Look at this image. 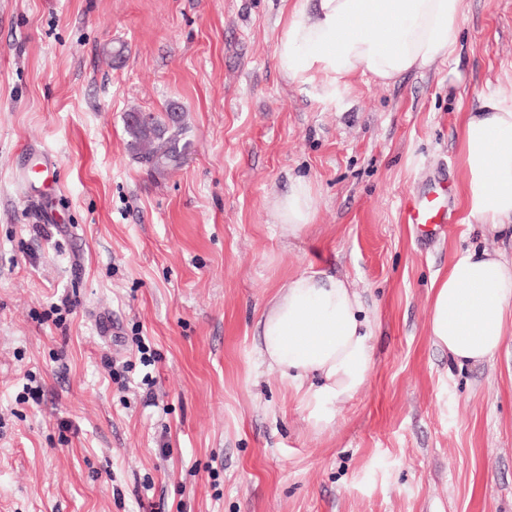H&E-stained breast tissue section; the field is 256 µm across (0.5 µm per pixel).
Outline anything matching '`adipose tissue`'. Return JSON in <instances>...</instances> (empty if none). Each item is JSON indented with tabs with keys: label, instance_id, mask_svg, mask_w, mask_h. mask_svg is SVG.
Returning a JSON list of instances; mask_svg holds the SVG:
<instances>
[{
	"label": "adipose tissue",
	"instance_id": "ef3b65f1",
	"mask_svg": "<svg viewBox=\"0 0 512 512\" xmlns=\"http://www.w3.org/2000/svg\"><path fill=\"white\" fill-rule=\"evenodd\" d=\"M281 74L327 92L359 74L381 83L450 56L463 0H285ZM467 219L512 221V106L484 100L467 113L462 136ZM319 199L295 180L276 196L280 229L298 236L314 221ZM428 331L457 364L493 356L512 329V261L471 249L432 285ZM258 354L293 386L317 430L330 427L336 406L357 395L373 369V324L360 294L334 271L304 270L277 288L257 324Z\"/></svg>",
	"mask_w": 512,
	"mask_h": 512
}]
</instances>
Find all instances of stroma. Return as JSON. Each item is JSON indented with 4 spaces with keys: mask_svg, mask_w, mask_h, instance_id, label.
<instances>
[{
    "mask_svg": "<svg viewBox=\"0 0 512 512\" xmlns=\"http://www.w3.org/2000/svg\"><path fill=\"white\" fill-rule=\"evenodd\" d=\"M284 12L0 0V512H512V332L463 367L428 336L435 276L512 248L466 223L462 161L466 112L512 105V0H463L451 56L332 98L279 72ZM172 101L191 149L154 175L124 116ZM438 175L446 227L403 223ZM298 177L320 206L289 238L273 202ZM312 266L375 323L372 377L322 431L256 353Z\"/></svg>",
    "mask_w": 512,
    "mask_h": 512,
    "instance_id": "35a3bbf8",
    "label": "stroma"
}]
</instances>
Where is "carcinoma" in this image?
Wrapping results in <instances>:
<instances>
[{"label":"carcinoma","instance_id":"cac0c4a2","mask_svg":"<svg viewBox=\"0 0 512 512\" xmlns=\"http://www.w3.org/2000/svg\"><path fill=\"white\" fill-rule=\"evenodd\" d=\"M128 146L134 158L154 173L180 167L191 148L185 137L184 116L172 117L170 110L148 114L143 121L125 123Z\"/></svg>","mask_w":512,"mask_h":512}]
</instances>
